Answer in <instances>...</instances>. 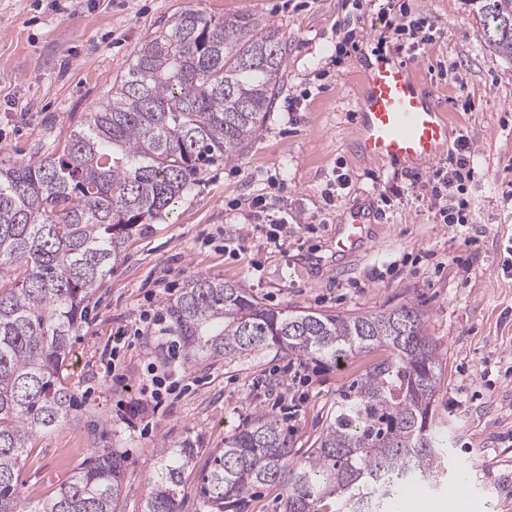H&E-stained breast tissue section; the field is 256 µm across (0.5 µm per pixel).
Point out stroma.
Returning a JSON list of instances; mask_svg holds the SVG:
<instances>
[{
	"mask_svg": "<svg viewBox=\"0 0 512 512\" xmlns=\"http://www.w3.org/2000/svg\"><path fill=\"white\" fill-rule=\"evenodd\" d=\"M432 39L405 52L438 90L452 137H466L477 172L470 222L442 224L429 200L431 167L357 156L355 99L385 20L373 0H0V162H28L62 146L111 92L136 51L176 13H249L288 37L285 87L242 158L205 167L163 218L137 226L71 339L67 382L78 419L40 434L24 455L21 497L53 494L73 468L109 448L127 471L115 512H143L155 451L186 437L202 446L185 470L181 512H202L196 488L211 454L253 412L276 415L294 447L311 448L350 381L382 357L367 349L338 362L303 360L292 385L273 348L172 364L176 389L140 426L121 415L143 397L155 333L114 345L149 303L176 298L197 275L239 282L263 305L362 314L419 304L440 353L434 406L453 445L449 485L460 512H512V63L486 42L467 0H407ZM395 181L397 188L383 192ZM264 196L288 214L291 234L266 242L249 206ZM368 212L357 251L334 250L351 211Z\"/></svg>",
	"mask_w": 512,
	"mask_h": 512,
	"instance_id": "stroma-1",
	"label": "stroma"
}]
</instances>
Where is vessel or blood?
<instances>
[{"instance_id": "1", "label": "vessel or blood", "mask_w": 512, "mask_h": 512, "mask_svg": "<svg viewBox=\"0 0 512 512\" xmlns=\"http://www.w3.org/2000/svg\"><path fill=\"white\" fill-rule=\"evenodd\" d=\"M450 123L423 87L411 64L395 54L380 55L364 73L356 102L354 148L378 162L426 166L447 154ZM366 233V218L351 212L336 236L338 251L356 249Z\"/></svg>"}]
</instances>
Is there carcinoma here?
I'll use <instances>...</instances> for the list:
<instances>
[{
	"mask_svg": "<svg viewBox=\"0 0 512 512\" xmlns=\"http://www.w3.org/2000/svg\"><path fill=\"white\" fill-rule=\"evenodd\" d=\"M484 37L512 62V0H469ZM288 39L247 14L175 15L136 52L119 82L59 152L0 162V512H113L125 460L109 448L57 491L24 501L33 438L75 417L63 367L85 303L136 226L158 218L202 169L240 158L282 90ZM173 358L189 365L275 348L346 360L384 348L339 395L314 448L292 446L257 411L224 439L203 477L205 512H237L258 485L285 491V512H381L415 486L433 487L449 456L435 414L438 349L424 311L406 303L364 314L274 310L242 284L198 275L164 305ZM199 453L186 438L157 450L144 512H180L182 475Z\"/></svg>",
	"mask_w": 512,
	"mask_h": 512,
	"instance_id": "1",
	"label": "carcinoma"
}]
</instances>
